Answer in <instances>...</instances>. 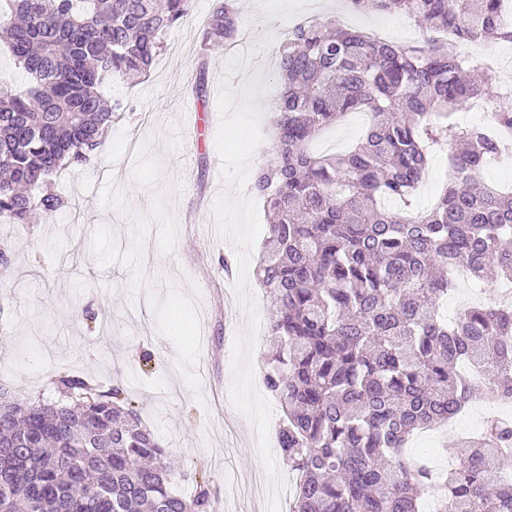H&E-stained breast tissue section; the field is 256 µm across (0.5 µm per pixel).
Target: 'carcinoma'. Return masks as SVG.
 I'll use <instances>...</instances> for the list:
<instances>
[{
    "mask_svg": "<svg viewBox=\"0 0 512 512\" xmlns=\"http://www.w3.org/2000/svg\"><path fill=\"white\" fill-rule=\"evenodd\" d=\"M408 16L459 43L512 39V0H345ZM192 0H0V41L27 76L0 90V219L70 208L52 177L103 145L120 104L104 87L148 74ZM236 0H217L198 32L212 52L240 37ZM448 43L378 40L336 20L288 32L278 56L276 146L252 192L271 222L256 274L273 297L265 384L283 419L278 448L296 487L288 512H512V418L457 439L439 474L406 455L417 431L481 394L512 401V309L475 304L448 321L441 300L462 269L512 286V191L483 182L505 151L482 127L452 122L482 98L512 128V104ZM352 112H371L341 155L307 148ZM456 142L451 186L408 217L429 152ZM59 399L0 401V512H216L206 481L184 495L174 463L120 386L60 373Z\"/></svg>",
    "mask_w": 512,
    "mask_h": 512,
    "instance_id": "obj_1",
    "label": "carcinoma"
}]
</instances>
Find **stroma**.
I'll return each instance as SVG.
<instances>
[{"label":"stroma","instance_id":"1","mask_svg":"<svg viewBox=\"0 0 512 512\" xmlns=\"http://www.w3.org/2000/svg\"><path fill=\"white\" fill-rule=\"evenodd\" d=\"M215 2L193 0L144 79L106 87L124 110L83 170L57 176L71 208L31 224L0 222V245L10 247L0 261V388L50 401L61 372L104 391L120 385L172 453L184 494L203 476L220 512H253L226 490L261 475L265 512H288L294 483L275 443L282 412L264 383L270 303L256 280L268 220L250 184L275 145L278 49L297 21L324 9L322 0H288L287 15H271L242 0L241 23L253 33L246 53L205 56L195 32ZM349 22L400 42L428 36L400 15ZM200 77L203 100L191 90ZM450 152L433 150L413 212L435 204ZM193 222L223 232L201 239ZM478 424L463 412L448 431L415 437L409 453L439 467Z\"/></svg>","mask_w":512,"mask_h":512}]
</instances>
